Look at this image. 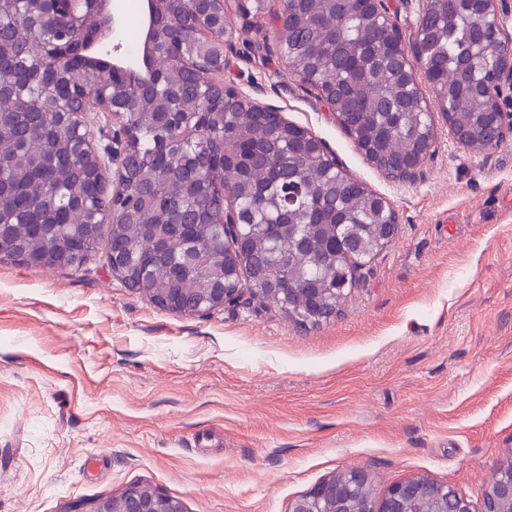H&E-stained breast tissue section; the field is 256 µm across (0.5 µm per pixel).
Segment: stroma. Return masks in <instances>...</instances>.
<instances>
[{"label": "stroma", "mask_w": 512, "mask_h": 512, "mask_svg": "<svg viewBox=\"0 0 512 512\" xmlns=\"http://www.w3.org/2000/svg\"><path fill=\"white\" fill-rule=\"evenodd\" d=\"M275 26L237 43L222 80L386 197L396 239L343 314L306 329L256 300L161 309L102 246L71 269L0 257V512H68L133 485L185 512H290L352 469L377 497L423 474L477 504L512 453V86L498 148L469 150L436 118L401 185L266 45Z\"/></svg>", "instance_id": "35a3bbf8"}]
</instances>
